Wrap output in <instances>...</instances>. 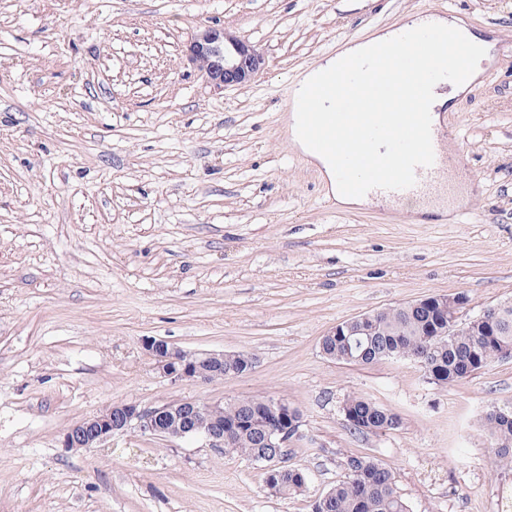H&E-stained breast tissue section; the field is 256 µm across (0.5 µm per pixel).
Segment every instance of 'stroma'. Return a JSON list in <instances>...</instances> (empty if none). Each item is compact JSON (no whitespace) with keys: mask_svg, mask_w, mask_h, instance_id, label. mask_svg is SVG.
<instances>
[{"mask_svg":"<svg viewBox=\"0 0 512 512\" xmlns=\"http://www.w3.org/2000/svg\"><path fill=\"white\" fill-rule=\"evenodd\" d=\"M428 10L496 42L495 71L445 115L463 208L340 205L284 105L321 58ZM211 28L263 54L253 81L220 87L192 63ZM456 292L470 317L512 300V0H0V512H310L352 454L410 512H498L512 470L479 418L512 406V357L445 390L417 362L319 348L337 323ZM145 336L254 364L173 384ZM351 394L399 428L354 432ZM244 396L301 411L289 462L306 492L273 494L262 464L201 438L63 445L109 404Z\"/></svg>","mask_w":512,"mask_h":512,"instance_id":"stroma-1","label":"stroma"}]
</instances>
